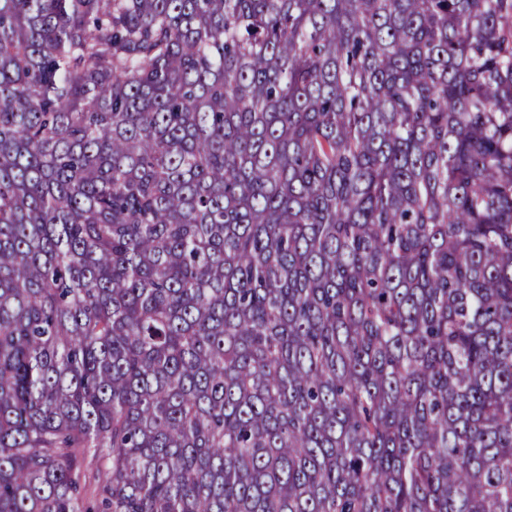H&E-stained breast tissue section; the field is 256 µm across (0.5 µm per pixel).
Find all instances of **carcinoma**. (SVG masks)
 Returning a JSON list of instances; mask_svg holds the SVG:
<instances>
[{"instance_id": "1", "label": "carcinoma", "mask_w": 512, "mask_h": 512, "mask_svg": "<svg viewBox=\"0 0 512 512\" xmlns=\"http://www.w3.org/2000/svg\"><path fill=\"white\" fill-rule=\"evenodd\" d=\"M0 512H512V0H0Z\"/></svg>"}]
</instances>
